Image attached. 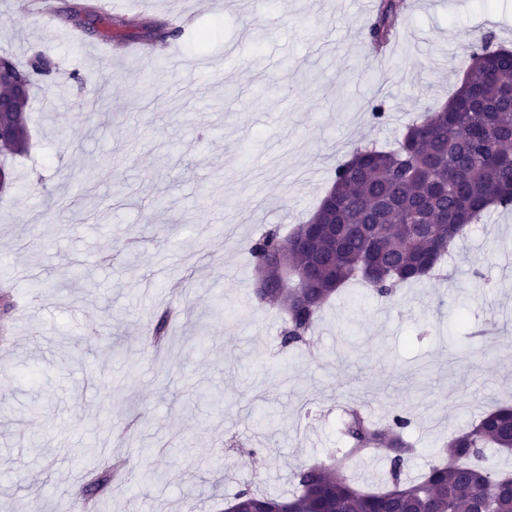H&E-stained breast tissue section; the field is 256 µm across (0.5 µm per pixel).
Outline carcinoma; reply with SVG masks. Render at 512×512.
<instances>
[{"instance_id":"cac0c4a2","label":"carcinoma","mask_w":512,"mask_h":512,"mask_svg":"<svg viewBox=\"0 0 512 512\" xmlns=\"http://www.w3.org/2000/svg\"><path fill=\"white\" fill-rule=\"evenodd\" d=\"M402 8V0H379L369 29L375 50L396 34ZM68 11L104 25L106 40L118 45L131 38L124 30L132 26L152 44L181 32L169 23L114 19L97 0H77ZM492 41L489 34L481 38L448 103L425 111L395 148L357 147L336 167L332 189L313 216L336 225V236L298 243L288 256L294 279L263 299L285 314L282 348L306 345L324 304L349 281L358 278L372 295L389 299L401 285L426 278L490 209L512 207V152L504 145L512 140V50ZM293 237L270 229L254 238L249 252L256 269L279 281L275 258ZM408 425L401 414L375 424L355 411L346 425L348 448L327 466L295 471L292 497L257 496L246 485L229 500L267 509L286 504L291 512H512V476L485 466L488 451L512 448L511 405L442 442L419 479L406 475L414 453L405 439ZM379 448L386 480L377 490L362 488L348 475L350 463Z\"/></svg>"}]
</instances>
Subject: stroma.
Masks as SVG:
<instances>
[{"label": "stroma", "mask_w": 512, "mask_h": 512, "mask_svg": "<svg viewBox=\"0 0 512 512\" xmlns=\"http://www.w3.org/2000/svg\"><path fill=\"white\" fill-rule=\"evenodd\" d=\"M26 3L0 0V55L40 53L51 72L0 194V512H219L245 483L287 497L293 471L345 447L354 410L404 411L417 477L438 442L512 401V210L394 304L351 281L307 353L281 348L248 252L307 223L354 148L391 149L445 105L483 33L512 48V0H404L381 55L359 0H123L181 29L140 57L63 17L39 26ZM93 454L122 469L100 496Z\"/></svg>", "instance_id": "obj_1"}]
</instances>
